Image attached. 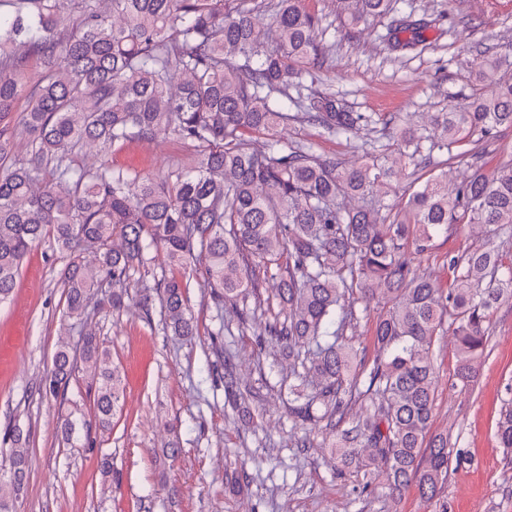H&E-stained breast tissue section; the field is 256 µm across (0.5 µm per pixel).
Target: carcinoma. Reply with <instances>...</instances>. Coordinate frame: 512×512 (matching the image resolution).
<instances>
[{
  "label": "carcinoma",
  "mask_w": 512,
  "mask_h": 512,
  "mask_svg": "<svg viewBox=\"0 0 512 512\" xmlns=\"http://www.w3.org/2000/svg\"><path fill=\"white\" fill-rule=\"evenodd\" d=\"M0 0V303L12 297L23 261L46 239L66 252L64 317L85 323L102 288L120 311L129 288L160 253L167 267L187 271L204 253L202 271L219 308L254 292L251 262L281 268L276 296L283 319L266 325L270 340L300 358V381L315 396L288 405L305 429L326 419L336 430L332 459L363 473V488L385 476L399 497L413 488L439 498L462 455L448 435L431 433L438 379L432 349L452 333L461 387L476 376L488 349L490 315L512 299V263L499 248L467 249L448 260L449 287L420 271L417 259L441 236L479 227L504 244L512 238V151L496 154L491 171L460 179L443 171L420 182L403 209L386 202L393 179L427 167L475 139L497 146L512 130V57L474 60L479 92L431 118L432 131L412 127L397 147L361 144L365 161L347 165L315 153L310 142L288 144L280 133L299 120L321 132L354 135L362 126L394 125L390 115L349 112L319 93L293 97L298 70L313 76L328 46L302 0H279L265 14L261 0ZM350 25L395 10L398 0H334ZM25 107L17 111L19 101ZM297 111L288 112V104ZM27 156L13 154L17 133ZM267 138L250 148L247 135ZM174 136L194 148L189 164L156 174L80 162L90 147L111 150L131 139ZM186 275L161 276L138 292L147 307L158 296L166 329L177 339L198 335ZM382 303L374 326L379 355L370 366L344 336L358 319L350 294ZM93 391V412L69 414L59 430L74 447L93 428L107 430L120 409L122 377L93 331L80 330V361L61 343L42 392L64 396L76 374ZM362 399L365 412L349 413ZM497 435L512 453V402ZM0 470V512H15L31 468L27 437L11 430Z\"/></svg>",
  "instance_id": "1"
}]
</instances>
